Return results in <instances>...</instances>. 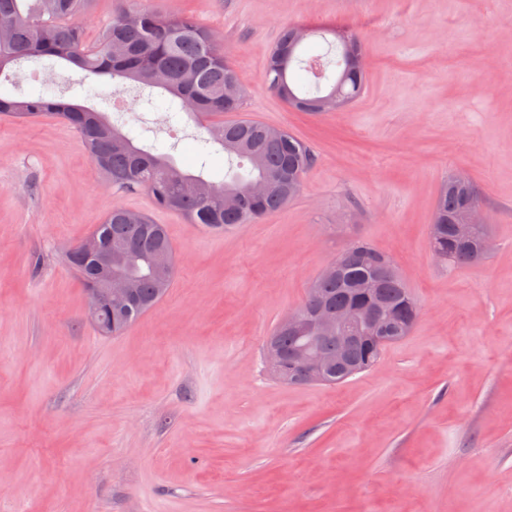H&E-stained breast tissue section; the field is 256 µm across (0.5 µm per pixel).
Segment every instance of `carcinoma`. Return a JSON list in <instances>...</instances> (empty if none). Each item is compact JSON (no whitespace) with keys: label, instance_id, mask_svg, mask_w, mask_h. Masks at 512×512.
<instances>
[{"label":"carcinoma","instance_id":"1","mask_svg":"<svg viewBox=\"0 0 512 512\" xmlns=\"http://www.w3.org/2000/svg\"><path fill=\"white\" fill-rule=\"evenodd\" d=\"M96 0H0V117L32 121L54 115L81 137L92 163L114 187L143 190L156 208L184 215L193 224L224 231L254 224L284 208L300 192L305 174L314 164L309 145L285 130L250 119H229L207 129L199 139L201 149L217 144L224 165L209 173H193L175 162L164 147L144 149L136 137L123 130L105 112L64 102L55 95L54 81L41 89L15 94L13 69L23 63L54 67L64 61L96 77L129 81L138 90H161L155 103L160 112H184L190 116L220 117L242 111L241 98L224 95L230 83H241L224 54L223 39L192 16L163 14L141 6L137 0H121L112 19L95 41L86 37L85 17ZM335 40H327V34ZM361 49L356 33L341 37L336 31L294 27L281 30L262 76L264 85L291 108L319 112L321 82L329 91L341 90L346 101L358 97L364 75L357 71L341 80L347 56ZM480 204L472 184L465 188L448 178L435 202L430 246L436 257L456 264H478L486 258L481 226L466 245L460 244L454 225L463 222L471 205ZM98 234L116 248L131 245L133 252L112 254V267L130 281L135 302L126 314L112 313V334L123 333L153 309L170 288L176 274L174 262L165 268L155 264L161 252L172 253L166 226L142 214H128L116 207L95 226ZM339 271L317 276L308 288L298 313L324 310L334 315L346 306L353 288L370 279L379 303L393 312L397 324L412 330L419 315L417 299L398 274L389 256L365 240H356L336 256ZM269 339L280 350L283 364L274 376L291 384L294 368L289 356L305 340L274 328ZM320 354L336 356L343 344L330 335L314 343ZM364 360L363 371L375 368L382 353L356 347Z\"/></svg>","mask_w":512,"mask_h":512}]
</instances>
